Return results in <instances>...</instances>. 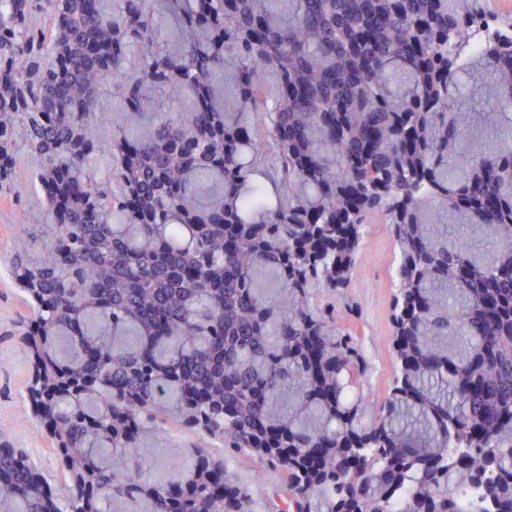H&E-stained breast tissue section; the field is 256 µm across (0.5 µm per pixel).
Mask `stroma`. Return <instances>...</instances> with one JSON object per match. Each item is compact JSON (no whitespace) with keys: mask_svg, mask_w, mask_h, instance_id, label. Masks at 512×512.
<instances>
[{"mask_svg":"<svg viewBox=\"0 0 512 512\" xmlns=\"http://www.w3.org/2000/svg\"><path fill=\"white\" fill-rule=\"evenodd\" d=\"M36 161L28 153L18 155L15 164V194L0 197V428L9 435L13 445L26 449L48 480L57 476V462L50 441L38 422L32 418L25 398L31 368L20 338V327L31 317L23 293L8 272V259L18 240L21 220L41 223L44 211L39 190L34 185ZM396 251L390 235L380 219H372L363 241L362 260L355 270L351 291L363 308V320L356 328L364 340L369 357L368 383L374 392L388 390L398 363L392 349L391 273ZM171 450L159 458L154 475L166 480L188 463L187 451L203 445L216 455L223 446L202 433L169 426ZM234 472L238 481L252 491L257 512H267L275 497L280 476L262 471L256 460L243 457L236 461Z\"/></svg>","mask_w":512,"mask_h":512,"instance_id":"obj_1","label":"stroma"}]
</instances>
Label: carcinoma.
Wrapping results in <instances>:
<instances>
[{
  "label": "carcinoma",
  "mask_w": 512,
  "mask_h": 512,
  "mask_svg": "<svg viewBox=\"0 0 512 512\" xmlns=\"http://www.w3.org/2000/svg\"><path fill=\"white\" fill-rule=\"evenodd\" d=\"M0 138L42 158L45 223L11 265L40 277L31 335L69 378L42 404L74 474L55 496L0 439V512H256L232 461L260 437L298 512H459L470 488L512 512L511 21L480 0H0ZM115 157L119 196L88 178ZM349 211L400 251L421 340L400 396H347L369 364L335 301L358 302L311 303ZM349 414L387 422L352 504L319 448L363 432ZM160 417L205 419L225 455L155 481Z\"/></svg>",
  "instance_id": "obj_1"
}]
</instances>
